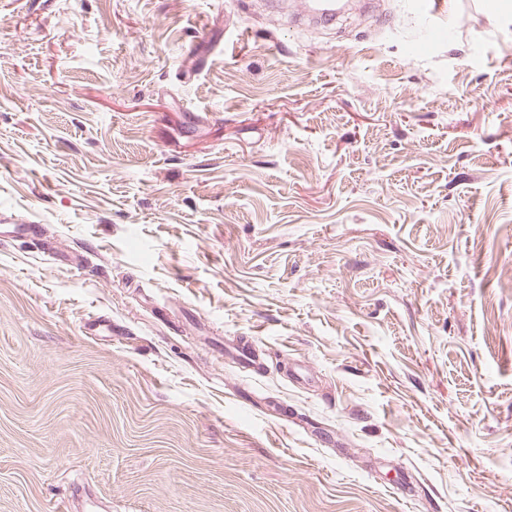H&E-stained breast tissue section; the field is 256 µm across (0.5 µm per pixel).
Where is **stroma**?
I'll return each mask as SVG.
<instances>
[{"label":"stroma","instance_id":"obj_1","mask_svg":"<svg viewBox=\"0 0 512 512\" xmlns=\"http://www.w3.org/2000/svg\"><path fill=\"white\" fill-rule=\"evenodd\" d=\"M449 2L0 0V512H512V0ZM304 13L319 19L325 23L333 22L336 11L339 9V1L334 0H307L299 2Z\"/></svg>","mask_w":512,"mask_h":512}]
</instances>
